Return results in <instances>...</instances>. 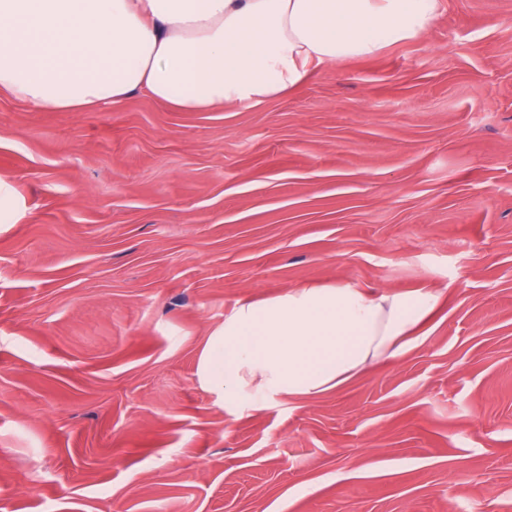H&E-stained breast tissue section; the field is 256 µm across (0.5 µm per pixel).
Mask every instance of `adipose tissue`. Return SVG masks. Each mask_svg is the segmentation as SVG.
<instances>
[{
    "instance_id": "ef3b65f1",
    "label": "adipose tissue",
    "mask_w": 512,
    "mask_h": 512,
    "mask_svg": "<svg viewBox=\"0 0 512 512\" xmlns=\"http://www.w3.org/2000/svg\"><path fill=\"white\" fill-rule=\"evenodd\" d=\"M438 0H0V95L40 110L95 112L141 93L179 112L259 104L313 68L422 37ZM443 291L355 281L245 298L207 336L202 386L305 399L400 357Z\"/></svg>"
}]
</instances>
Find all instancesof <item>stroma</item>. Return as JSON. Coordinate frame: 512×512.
<instances>
[{"mask_svg":"<svg viewBox=\"0 0 512 512\" xmlns=\"http://www.w3.org/2000/svg\"><path fill=\"white\" fill-rule=\"evenodd\" d=\"M0 512H512V0L258 105L0 97ZM443 288L340 389L225 412L237 301Z\"/></svg>","mask_w":512,"mask_h":512,"instance_id":"obj_1","label":"stroma"}]
</instances>
